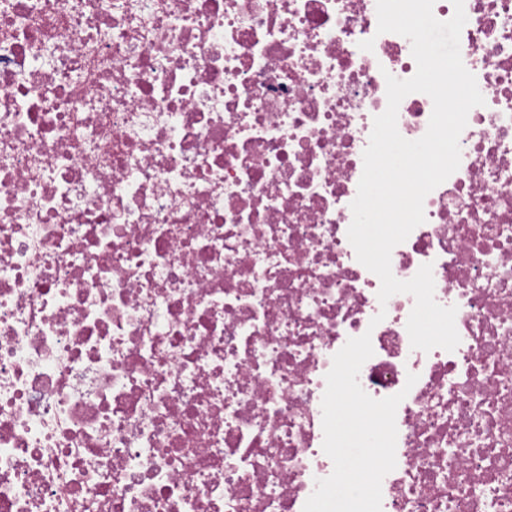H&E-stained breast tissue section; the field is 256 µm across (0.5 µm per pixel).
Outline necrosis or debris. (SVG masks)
Segmentation results:
<instances>
[{
  "mask_svg": "<svg viewBox=\"0 0 512 512\" xmlns=\"http://www.w3.org/2000/svg\"><path fill=\"white\" fill-rule=\"evenodd\" d=\"M464 8L485 103L391 254L457 309L423 352L347 237L416 72L376 0H0V512H303L365 333L364 391L406 394L382 512H512V0Z\"/></svg>",
  "mask_w": 512,
  "mask_h": 512,
  "instance_id": "necrosis-or-debris-1",
  "label": "necrosis or debris"
}]
</instances>
